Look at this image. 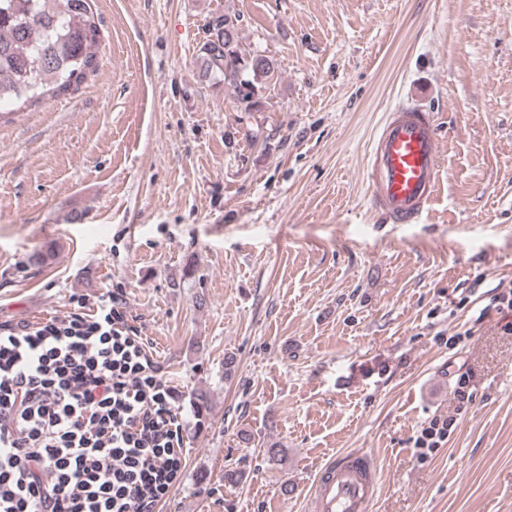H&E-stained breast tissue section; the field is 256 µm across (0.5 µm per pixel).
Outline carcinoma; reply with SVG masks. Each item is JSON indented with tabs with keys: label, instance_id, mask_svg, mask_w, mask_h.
<instances>
[{
	"label": "carcinoma",
	"instance_id": "cac0c4a2",
	"mask_svg": "<svg viewBox=\"0 0 512 512\" xmlns=\"http://www.w3.org/2000/svg\"><path fill=\"white\" fill-rule=\"evenodd\" d=\"M201 78L224 83L250 110L276 73L272 59L246 50L241 19L211 18ZM99 20L92 0H0V105L59 97L98 69Z\"/></svg>",
	"mask_w": 512,
	"mask_h": 512
}]
</instances>
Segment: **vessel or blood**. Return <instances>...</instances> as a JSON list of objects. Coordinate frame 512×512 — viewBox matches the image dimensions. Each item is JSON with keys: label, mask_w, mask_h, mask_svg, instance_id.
Instances as JSON below:
<instances>
[{"label": "vessel or blood", "mask_w": 512, "mask_h": 512, "mask_svg": "<svg viewBox=\"0 0 512 512\" xmlns=\"http://www.w3.org/2000/svg\"><path fill=\"white\" fill-rule=\"evenodd\" d=\"M441 167L434 113L399 105L386 113L367 157L371 211L385 224L421 223L437 188ZM379 473L366 451L336 454L322 465L305 496V512H372Z\"/></svg>", "instance_id": "1"}]
</instances>
